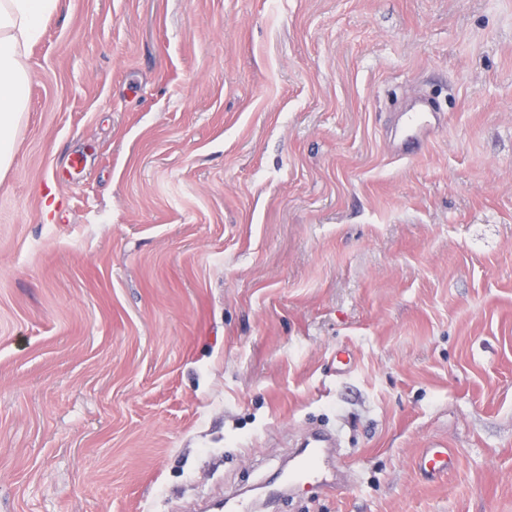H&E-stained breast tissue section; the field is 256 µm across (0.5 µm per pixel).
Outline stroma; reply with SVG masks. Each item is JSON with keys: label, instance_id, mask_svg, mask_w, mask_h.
I'll list each match as a JSON object with an SVG mask.
<instances>
[{"label": "stroma", "instance_id": "obj_1", "mask_svg": "<svg viewBox=\"0 0 512 512\" xmlns=\"http://www.w3.org/2000/svg\"><path fill=\"white\" fill-rule=\"evenodd\" d=\"M29 64L0 512H195L320 426L274 512H512V0H60ZM444 116L437 112H405L401 127L406 131L396 141L395 156L411 159L419 156L428 147L431 139L444 125ZM334 433L317 431L307 437L301 448L293 453L288 467L280 470L272 481L266 483L263 493L257 497H246L230 493L224 499L225 512H257L259 507L287 490L316 491L333 488L341 479L330 464L329 448L335 447ZM418 468L429 480H439L451 468L453 454L448 448H425L418 458Z\"/></svg>", "mask_w": 512, "mask_h": 512}]
</instances>
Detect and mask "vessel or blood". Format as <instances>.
<instances>
[{"label": "vessel or blood", "instance_id": "b4317fda", "mask_svg": "<svg viewBox=\"0 0 512 512\" xmlns=\"http://www.w3.org/2000/svg\"><path fill=\"white\" fill-rule=\"evenodd\" d=\"M443 125V116L435 112L403 113V133L395 145L396 156L401 159L419 156ZM336 444L334 433H312L290 457L287 468L281 469L275 479L264 485L261 495L246 497L231 493L224 500V512H257L265 502L286 491H316L334 487L339 478L330 464L329 450ZM452 464V452L443 447L424 449L418 458L419 470L430 480L441 479Z\"/></svg>", "mask_w": 512, "mask_h": 512}]
</instances>
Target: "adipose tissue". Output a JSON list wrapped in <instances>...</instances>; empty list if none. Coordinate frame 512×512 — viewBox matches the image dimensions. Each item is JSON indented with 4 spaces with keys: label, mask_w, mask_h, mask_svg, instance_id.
<instances>
[{
    "label": "adipose tissue",
    "mask_w": 512,
    "mask_h": 512,
    "mask_svg": "<svg viewBox=\"0 0 512 512\" xmlns=\"http://www.w3.org/2000/svg\"><path fill=\"white\" fill-rule=\"evenodd\" d=\"M59 0H0V177L12 165L13 134L27 109L28 51Z\"/></svg>",
    "instance_id": "adipose-tissue-1"
}]
</instances>
